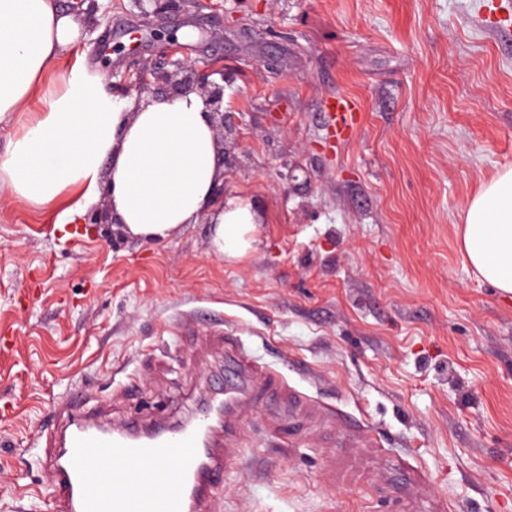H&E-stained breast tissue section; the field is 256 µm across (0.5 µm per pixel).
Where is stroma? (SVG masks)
<instances>
[{
	"instance_id": "obj_1",
	"label": "stroma",
	"mask_w": 512,
	"mask_h": 512,
	"mask_svg": "<svg viewBox=\"0 0 512 512\" xmlns=\"http://www.w3.org/2000/svg\"><path fill=\"white\" fill-rule=\"evenodd\" d=\"M58 2L87 32L62 70L168 63L163 31L223 82L224 193L252 199L257 242L227 262L203 218L148 243L0 196V512H55L36 442L70 392L102 425L182 421L223 385L228 335L379 444L245 410L207 512H512V295L458 245L512 166V0ZM339 94L361 122L336 143Z\"/></svg>"
}]
</instances>
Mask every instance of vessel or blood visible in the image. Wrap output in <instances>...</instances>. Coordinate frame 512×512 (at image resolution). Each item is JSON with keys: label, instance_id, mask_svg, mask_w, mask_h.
I'll list each match as a JSON object with an SVG mask.
<instances>
[{"label": "vessel or blood", "instance_id": "b4317fda", "mask_svg": "<svg viewBox=\"0 0 512 512\" xmlns=\"http://www.w3.org/2000/svg\"><path fill=\"white\" fill-rule=\"evenodd\" d=\"M332 135L346 140L360 119L357 102L345 94L325 105ZM224 368V445L215 447L210 411L185 426L126 422L109 428L81 413L84 398L72 394L60 431L45 441L55 449L53 488L59 512H204L212 491L224 483L230 458L238 456L236 419L246 407L275 395L308 402L278 369L256 364L240 342L229 343Z\"/></svg>", "mask_w": 512, "mask_h": 512}]
</instances>
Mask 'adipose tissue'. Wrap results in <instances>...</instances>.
<instances>
[{
	"label": "adipose tissue",
	"instance_id": "1",
	"mask_svg": "<svg viewBox=\"0 0 512 512\" xmlns=\"http://www.w3.org/2000/svg\"><path fill=\"white\" fill-rule=\"evenodd\" d=\"M82 34L57 0H0V126L29 115L0 146V192L34 209L69 199L61 224L108 195L125 231L149 242L204 216L215 255L247 257L256 213L240 197L216 200L223 167L201 97L157 96L139 105L114 94L97 67L72 68L48 84ZM460 248L482 279L512 294V166L469 199Z\"/></svg>",
	"mask_w": 512,
	"mask_h": 512
}]
</instances>
